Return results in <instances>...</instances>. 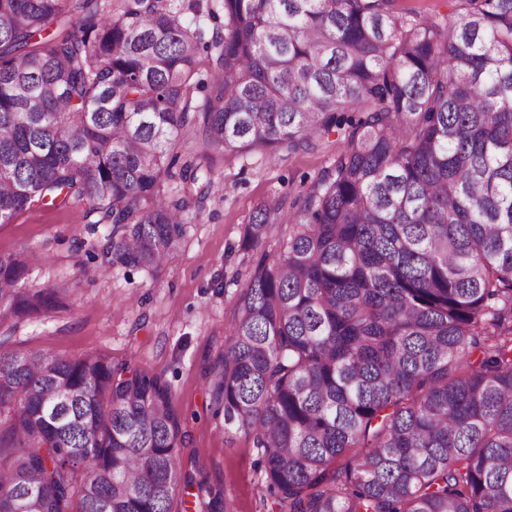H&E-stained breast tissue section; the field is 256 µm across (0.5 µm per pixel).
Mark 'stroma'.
Returning a JSON list of instances; mask_svg holds the SVG:
<instances>
[{
  "label": "stroma",
  "mask_w": 512,
  "mask_h": 512,
  "mask_svg": "<svg viewBox=\"0 0 512 512\" xmlns=\"http://www.w3.org/2000/svg\"><path fill=\"white\" fill-rule=\"evenodd\" d=\"M335 150L324 141L309 153L226 157L216 174L220 192L191 215L183 248L154 274L101 270L91 258L99 235L84 207L16 214L0 224V254L43 256L25 285L60 289L67 306L1 326L0 349L62 357L101 351L162 376L190 434L184 453L197 462L200 480L223 485L234 512H258L265 493L260 451L251 436L225 429L207 410L202 367L222 349L258 263V253L241 248L256 208L273 197H303Z\"/></svg>",
  "instance_id": "stroma-1"
}]
</instances>
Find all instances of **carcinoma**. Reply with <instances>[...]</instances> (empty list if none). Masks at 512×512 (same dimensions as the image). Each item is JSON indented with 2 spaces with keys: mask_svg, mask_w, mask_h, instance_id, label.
Segmentation results:
<instances>
[{
  "mask_svg": "<svg viewBox=\"0 0 512 512\" xmlns=\"http://www.w3.org/2000/svg\"><path fill=\"white\" fill-rule=\"evenodd\" d=\"M0 0V224L88 205L99 268L181 249L227 155L330 166L261 252L207 409L262 451L263 512H512V0ZM0 255V325L65 306ZM170 384L103 352H0V512H171Z\"/></svg>",
  "mask_w": 512,
  "mask_h": 512,
  "instance_id": "obj_1",
  "label": "carcinoma"
}]
</instances>
